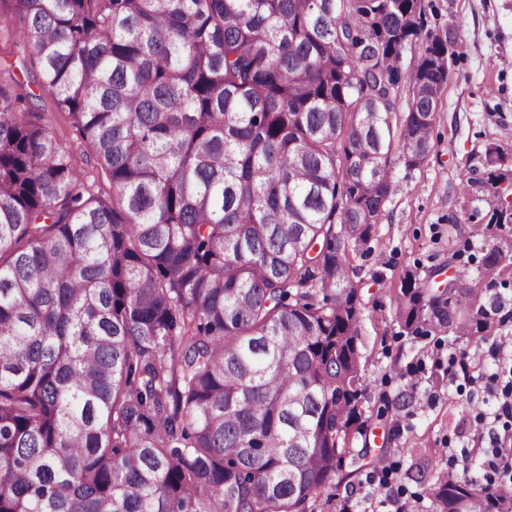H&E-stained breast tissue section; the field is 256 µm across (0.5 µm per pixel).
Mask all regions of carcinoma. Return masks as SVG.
I'll return each mask as SVG.
<instances>
[{
    "instance_id": "1",
    "label": "carcinoma",
    "mask_w": 512,
    "mask_h": 512,
    "mask_svg": "<svg viewBox=\"0 0 512 512\" xmlns=\"http://www.w3.org/2000/svg\"><path fill=\"white\" fill-rule=\"evenodd\" d=\"M0 21L76 132L0 87V512L329 505L367 389L349 251L394 159L430 155L456 31L427 30L424 0H0ZM487 228L512 231V204ZM511 265L493 245L478 276ZM469 277L406 273L399 327L503 322ZM421 512L512 494L438 465Z\"/></svg>"
}]
</instances>
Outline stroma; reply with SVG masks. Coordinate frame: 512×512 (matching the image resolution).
I'll return each instance as SVG.
<instances>
[{
    "instance_id": "35a3bbf8",
    "label": "stroma",
    "mask_w": 512,
    "mask_h": 512,
    "mask_svg": "<svg viewBox=\"0 0 512 512\" xmlns=\"http://www.w3.org/2000/svg\"><path fill=\"white\" fill-rule=\"evenodd\" d=\"M427 30L458 34L432 133V152L416 168L395 162L398 187L374 226L366 251L350 261L362 279L359 346L367 392L363 429H351V448H372L380 466L356 472L333 489L350 498L353 512H395L414 507L424 492L418 474L440 458L457 464L481 447L480 414L498 389L494 372L512 366V316L486 337L458 341L401 334L396 291L405 272L429 277L476 269L482 250L499 240L487 223L496 199L464 194L460 183L487 168L489 149L503 152L512 170V0H425ZM487 227L485 235L475 225ZM465 357L470 381H452V359ZM413 393L410 407L395 403Z\"/></svg>"
}]
</instances>
